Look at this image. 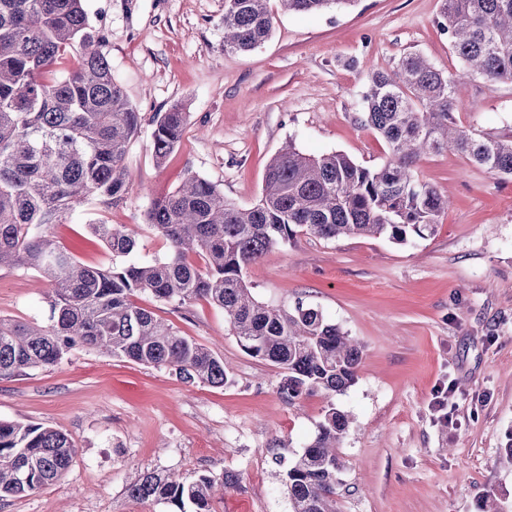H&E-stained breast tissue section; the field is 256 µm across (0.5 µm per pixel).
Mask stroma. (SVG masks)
<instances>
[{
  "label": "stroma",
  "instance_id": "35a3bbf8",
  "mask_svg": "<svg viewBox=\"0 0 512 512\" xmlns=\"http://www.w3.org/2000/svg\"><path fill=\"white\" fill-rule=\"evenodd\" d=\"M441 7L353 0L318 14L280 11L261 47L228 53L224 0H85L107 37L112 75L144 121L127 150V198L89 200L53 237L80 262L111 268L88 217L140 224L151 200L191 173L252 206L270 159L289 142L380 168L389 149L363 123L367 80L411 52L455 71ZM176 103L189 123L159 165L151 119ZM455 116L477 133L512 138V83L468 81ZM415 171L451 198L434 236L397 245L301 234L245 273L258 300L317 308L359 343L358 379L346 392L288 403L279 369L243 350L222 309L137 294V305L214 351L228 383H191L172 368L82 348L1 378L0 419L60 430L77 455L56 484L0 502V512H164L126 496L147 470L185 481L230 471L238 485L214 500L215 512H289L274 458L301 453L331 401L350 416L337 450L336 512H480L489 495L512 512V178L452 151L422 158ZM48 292L35 272L0 269V318L46 321Z\"/></svg>",
  "mask_w": 512,
  "mask_h": 512
}]
</instances>
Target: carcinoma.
<instances>
[{"label":"carcinoma","mask_w":512,"mask_h":512,"mask_svg":"<svg viewBox=\"0 0 512 512\" xmlns=\"http://www.w3.org/2000/svg\"><path fill=\"white\" fill-rule=\"evenodd\" d=\"M83 2L0 0V268L32 270L51 286L48 325L0 319V378L55 366L86 347L224 386L228 373L218 355L136 305L133 296L147 292L224 310L244 351L280 370L278 392L288 401L316 390L345 392L358 377L360 345L318 309L258 301L243 271L299 234L384 236L401 245L434 234L450 200L415 176L424 156L455 151L512 177V138L477 134L455 116L456 91L471 77L512 82V0H442L439 26L457 58L455 72L410 53L395 70L369 77L364 116L388 145L382 167L371 170L337 151L306 155L290 143L271 159L249 208L191 174L144 213L143 223L169 245L161 258L135 259V227L89 224L116 260L110 269L81 264L49 234L86 199L117 205L133 189L125 156L142 116L113 79L105 34L91 25ZM278 2L289 12L316 13L352 0ZM274 21L271 0H224V51L255 49ZM152 123L160 166L181 142L188 112L177 104ZM348 427V416L330 403L302 453L289 462L275 457L286 465L290 512H336V448ZM75 456L72 440L57 429L0 419V500L56 483ZM237 484L230 471L189 483L147 471L126 495L168 512H213L215 494Z\"/></svg>","instance_id":"cac0c4a2"}]
</instances>
